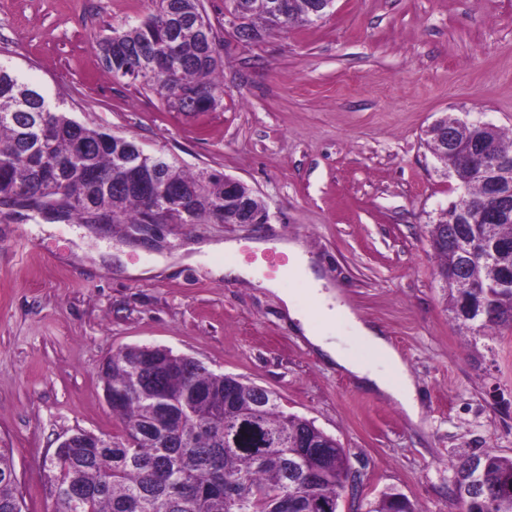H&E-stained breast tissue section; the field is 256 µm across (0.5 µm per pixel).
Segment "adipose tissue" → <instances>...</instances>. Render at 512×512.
I'll return each mask as SVG.
<instances>
[{"instance_id": "ef3b65f1", "label": "adipose tissue", "mask_w": 512, "mask_h": 512, "mask_svg": "<svg viewBox=\"0 0 512 512\" xmlns=\"http://www.w3.org/2000/svg\"><path fill=\"white\" fill-rule=\"evenodd\" d=\"M278 251L288 257L287 270L305 287L314 310L307 313L296 309L288 293L280 292L278 278H267L257 267L235 265H210L213 276H224L261 283L262 287L279 292L291 320L296 321L310 345L325 361L336 364L351 375L361 386L382 394L398 403L412 421H419L422 409L416 384L399 352L376 326L365 323L343 302L339 292L321 277L315 263L305 253L301 244L294 241L278 243ZM344 326L374 353V361L367 362L353 356L342 345L336 332Z\"/></svg>"}]
</instances>
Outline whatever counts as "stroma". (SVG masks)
<instances>
[{"label":"stroma","mask_w":512,"mask_h":512,"mask_svg":"<svg viewBox=\"0 0 512 512\" xmlns=\"http://www.w3.org/2000/svg\"><path fill=\"white\" fill-rule=\"evenodd\" d=\"M221 41L222 104L181 112L113 78L100 43L151 0H0V62L61 94L81 124L134 139L188 173L241 180L261 224H160L99 233L0 215V448L13 452L24 512H54L44 465L77 430L120 436L101 370L127 347H159L274 391L285 412L346 448L359 483L340 512L386 493L416 512H462L459 460L512 455V328L458 327L428 230L457 181L429 128L454 115L512 139V0H335L310 27L236 36L224 0H203ZM301 240L344 301L378 325L416 382L412 422L360 389L296 333L276 295L168 263L186 242Z\"/></svg>","instance_id":"obj_1"}]
</instances>
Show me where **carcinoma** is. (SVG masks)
Returning <instances> with one entry per match:
<instances>
[{
  "instance_id": "cac0c4a2",
  "label": "carcinoma",
  "mask_w": 512,
  "mask_h": 512,
  "mask_svg": "<svg viewBox=\"0 0 512 512\" xmlns=\"http://www.w3.org/2000/svg\"><path fill=\"white\" fill-rule=\"evenodd\" d=\"M247 28L286 31L312 24L326 12L324 0H280L281 16L270 18L272 0H246ZM201 0H155L145 19L112 28L107 69L114 78L139 82L183 112H209L222 100L219 42L212 24L202 38L197 17ZM200 88L208 97H195ZM460 140L497 141L512 154L495 128L464 125ZM458 182L483 194L476 166L466 159L437 155ZM140 158L137 144L125 136L87 127L69 116L64 98L50 99L32 88L21 73L0 62V209L8 217L28 211L47 219H76L84 224H141L147 203L125 186L129 168ZM161 180L173 191L156 204L159 223L196 224L206 217L224 220L233 201L224 198V176L185 174L166 162ZM458 243L457 225L434 224L430 244L440 270L453 272L468 261V276L497 280L496 267L472 253L475 237L491 245L512 238V220L503 224H465ZM448 302L454 319L480 333L512 326V288H492L493 315L463 318L460 302L468 289L451 278ZM149 362L165 374L172 410H161L142 395L131 394L132 370ZM106 388L121 402L112 408L122 418V437L83 434L73 448L51 460L50 495L55 512H336L318 507L336 503L346 476V458L336 439L313 421L280 409L277 400L254 406L253 385L234 382L190 359L164 352L148 358L140 347L120 350L105 363ZM193 394L191 410L180 408ZM474 469L482 477L481 495L469 512H512V456L495 452L470 456L458 474ZM0 512H23L12 450L0 448ZM371 512H415L406 498L384 495Z\"/></svg>"
}]
</instances>
